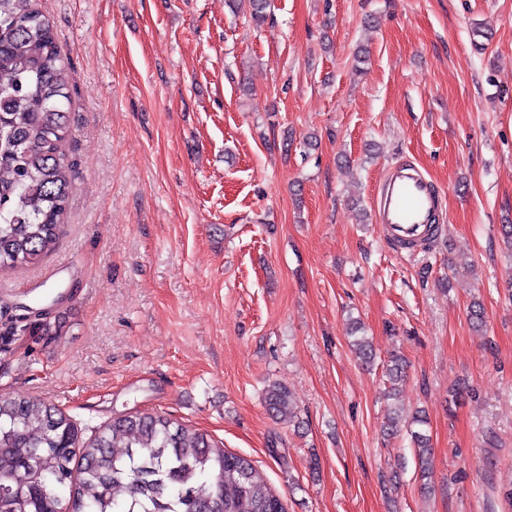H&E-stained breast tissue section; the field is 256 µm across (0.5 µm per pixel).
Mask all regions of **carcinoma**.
I'll use <instances>...</instances> for the list:
<instances>
[{"label": "carcinoma", "instance_id": "obj_1", "mask_svg": "<svg viewBox=\"0 0 512 512\" xmlns=\"http://www.w3.org/2000/svg\"><path fill=\"white\" fill-rule=\"evenodd\" d=\"M71 93L53 27L36 0H0V271L35 264L57 244L74 190ZM387 394L404 380L390 357ZM265 402L292 417L288 389L273 383ZM422 412L398 409L384 434L406 431L420 478L432 448ZM286 512L254 478L250 459L209 434L158 413L124 414L82 442L72 419L33 397L0 392V512Z\"/></svg>", "mask_w": 512, "mask_h": 512}]
</instances>
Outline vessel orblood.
<instances>
[{
  "mask_svg": "<svg viewBox=\"0 0 512 512\" xmlns=\"http://www.w3.org/2000/svg\"><path fill=\"white\" fill-rule=\"evenodd\" d=\"M441 195L417 167L399 164L382 177L378 191V224L395 246L411 245L436 222Z\"/></svg>",
  "mask_w": 512,
  "mask_h": 512,
  "instance_id": "b4317fda",
  "label": "vessel or blood"
}]
</instances>
